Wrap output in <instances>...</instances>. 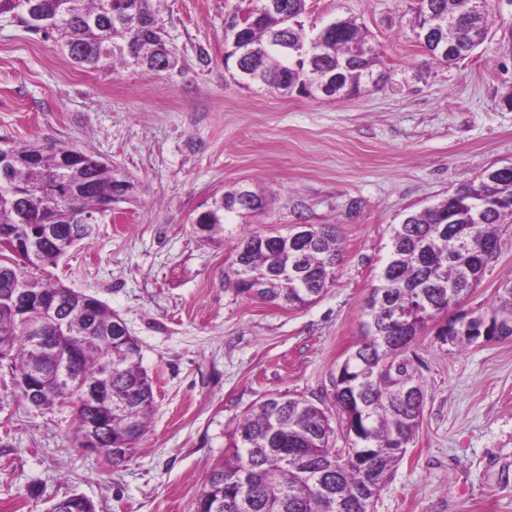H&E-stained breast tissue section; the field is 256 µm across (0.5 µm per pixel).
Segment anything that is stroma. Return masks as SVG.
<instances>
[{
  "mask_svg": "<svg viewBox=\"0 0 512 512\" xmlns=\"http://www.w3.org/2000/svg\"><path fill=\"white\" fill-rule=\"evenodd\" d=\"M248 7L160 0L175 65L158 75L76 67L0 15V140L65 144L141 184L49 276L126 323L154 392L146 434L115 467L78 448L69 404L31 405L0 361V512H47L73 494L95 512H195L248 408L274 392L330 397L393 225L512 164V0H489L485 42L453 65L416 41L415 0H306L308 35L354 20L390 76L341 101L232 81L226 23ZM239 184L268 202L247 217L251 230L336 226L343 261L314 303L289 309L225 288L239 226L204 239L193 220ZM499 238L466 308L512 281V224ZM416 352L420 426L372 512H512V339L459 347L430 329Z\"/></svg>",
  "mask_w": 512,
  "mask_h": 512,
  "instance_id": "1",
  "label": "stroma"
}]
</instances>
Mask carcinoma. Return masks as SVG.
Here are the masks:
<instances>
[{
	"mask_svg": "<svg viewBox=\"0 0 512 512\" xmlns=\"http://www.w3.org/2000/svg\"><path fill=\"white\" fill-rule=\"evenodd\" d=\"M280 10L253 8L239 20L249 54L238 62L258 73L261 84L278 92L334 72L341 98L360 91L373 79L377 57L352 20L334 21L322 30V42L309 57L295 50L310 37L305 28L288 26V16H302L305 0H278ZM467 0H424L414 22L433 25V39L457 45L468 56L483 42L488 15L482 8L465 13ZM157 0H0V14L12 15L29 31L54 38L70 61L84 69L105 68L118 60L159 74L174 66L167 41L156 32ZM5 170H0V230H25L37 223L42 201L18 195L46 184L66 195L67 205L56 212L57 242L0 264V360L18 363L19 376L35 370L50 373L49 361L30 348V334L19 322L14 303L5 299L3 284L10 276L35 278L34 288L57 298L59 315L71 317L77 303L73 291L43 275L57 265L60 252L79 227L75 212H95L103 195L125 184L124 173L92 155L82 154L70 169L60 153L38 144L8 146ZM255 208L231 198V191L213 200L200 223L207 235L224 230L233 216L266 209L258 193ZM495 200L500 209L512 207V167L496 170L480 183L463 182L451 196L419 212L409 213L392 227L388 258L377 275L364 307L362 334L333 382L332 405L301 396L272 393L249 408L229 436L224 462L209 477L196 512H370L381 486L392 476L416 436L423 402L408 389L421 384L414 343L429 323L448 317L458 295H468L485 275L484 244L499 238L500 209L478 210L474 201ZM343 258L333 224L314 226L311 240L296 247L276 231L244 233L231 249L224 284L238 295L250 296L260 285V299L278 306L301 308L319 298L336 276ZM120 318L104 304L88 313L86 322L71 326L58 345L81 351L73 364L78 373L107 359L112 376L106 381L112 403L102 447L117 445L132 452L146 430L153 409L151 380L142 369L139 345L119 341ZM500 331L512 338V284L475 316L464 335L439 340L459 346L486 340ZM346 427L351 447L332 443L335 426Z\"/></svg>",
	"mask_w": 512,
	"mask_h": 512,
	"instance_id": "cac0c4a2",
	"label": "carcinoma"
}]
</instances>
